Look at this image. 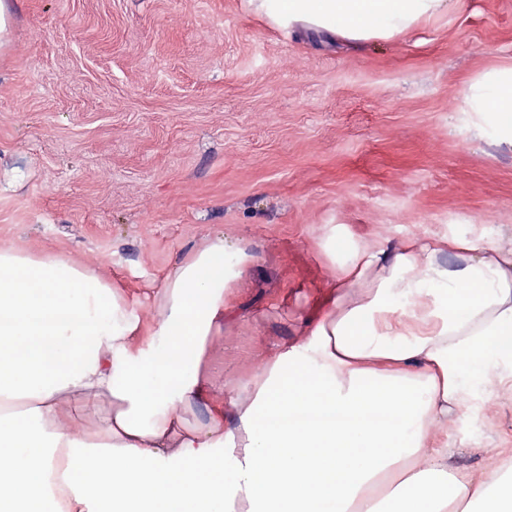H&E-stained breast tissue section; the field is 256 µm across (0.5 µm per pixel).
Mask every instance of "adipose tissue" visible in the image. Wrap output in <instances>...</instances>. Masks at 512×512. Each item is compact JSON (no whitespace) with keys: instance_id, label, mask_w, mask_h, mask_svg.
<instances>
[{"instance_id":"obj_1","label":"adipose tissue","mask_w":512,"mask_h":512,"mask_svg":"<svg viewBox=\"0 0 512 512\" xmlns=\"http://www.w3.org/2000/svg\"><path fill=\"white\" fill-rule=\"evenodd\" d=\"M450 0H247L276 26L392 38ZM468 111L512 142V67ZM308 337L277 347L222 406L198 370L249 272L217 233L167 273L141 324L126 294L51 252L0 249V512H468L512 449L455 463L448 415L512 398V242L436 234L348 245ZM112 403L104 445L70 402ZM198 408L186 425L178 406ZM485 499V498H484Z\"/></svg>"}]
</instances>
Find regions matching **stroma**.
<instances>
[{
    "mask_svg": "<svg viewBox=\"0 0 512 512\" xmlns=\"http://www.w3.org/2000/svg\"><path fill=\"white\" fill-rule=\"evenodd\" d=\"M0 49V247L62 253L156 314L215 233L255 260L200 368L228 398L311 329L343 225L512 238V146L467 86L512 64V0H452L390 39L285 30L245 0H10ZM459 410L461 466L512 448V403Z\"/></svg>",
    "mask_w": 512,
    "mask_h": 512,
    "instance_id": "1",
    "label": "stroma"
}]
</instances>
